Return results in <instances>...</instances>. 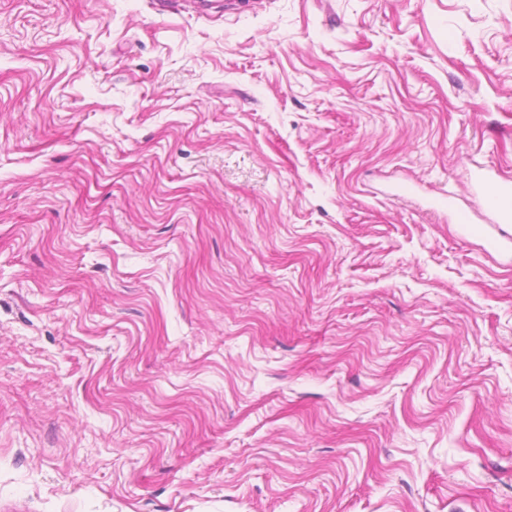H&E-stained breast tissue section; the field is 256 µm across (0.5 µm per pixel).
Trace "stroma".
I'll return each mask as SVG.
<instances>
[{
  "label": "stroma",
  "instance_id": "stroma-1",
  "mask_svg": "<svg viewBox=\"0 0 512 512\" xmlns=\"http://www.w3.org/2000/svg\"><path fill=\"white\" fill-rule=\"evenodd\" d=\"M478 164L512 0H0V512H512Z\"/></svg>",
  "mask_w": 512,
  "mask_h": 512
}]
</instances>
